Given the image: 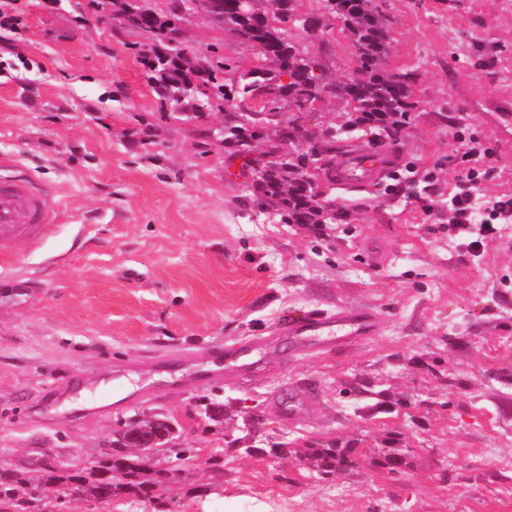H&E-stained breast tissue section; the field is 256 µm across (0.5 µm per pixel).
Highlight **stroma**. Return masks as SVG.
Segmentation results:
<instances>
[{
    "label": "stroma",
    "instance_id": "stroma-1",
    "mask_svg": "<svg viewBox=\"0 0 512 512\" xmlns=\"http://www.w3.org/2000/svg\"><path fill=\"white\" fill-rule=\"evenodd\" d=\"M104 2L0 0L18 19L0 33V160L61 204L0 248V466L91 459L162 414L200 458L169 483L173 512H512V223L476 257L448 230L460 184L480 210L512 196V0H375L383 66L412 73L416 108L391 167L333 189L349 218L321 228L242 198L223 111L160 117L147 35ZM176 24L188 53L256 58L203 9ZM300 44L354 74L341 28ZM344 307L375 313L374 335L276 332ZM255 337L250 376L226 367ZM359 376L380 393L368 412L347 391ZM216 397L234 401L218 427L198 414ZM257 405L286 454L225 456ZM332 441L357 465L322 480L309 448ZM386 448L407 453L403 476L377 466Z\"/></svg>",
    "mask_w": 512,
    "mask_h": 512
}]
</instances>
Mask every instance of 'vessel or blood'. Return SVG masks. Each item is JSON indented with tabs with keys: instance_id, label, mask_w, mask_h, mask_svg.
Masks as SVG:
<instances>
[{
	"instance_id": "b4317fda",
	"label": "vessel or blood",
	"mask_w": 512,
	"mask_h": 512,
	"mask_svg": "<svg viewBox=\"0 0 512 512\" xmlns=\"http://www.w3.org/2000/svg\"><path fill=\"white\" fill-rule=\"evenodd\" d=\"M383 154L362 150L337 160L331 173L341 185L364 184L387 167ZM59 213L54 196L30 177H0V244L24 236L40 237L53 224ZM374 314L357 309L342 308L333 314L310 313L283 321L279 334L305 339L309 336H332L340 345L350 337L369 336L374 332Z\"/></svg>"
}]
</instances>
